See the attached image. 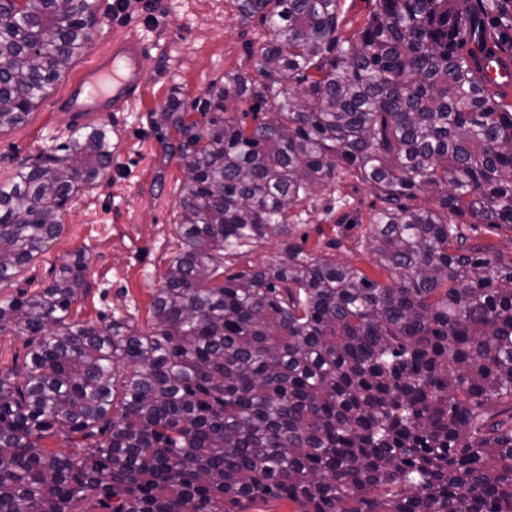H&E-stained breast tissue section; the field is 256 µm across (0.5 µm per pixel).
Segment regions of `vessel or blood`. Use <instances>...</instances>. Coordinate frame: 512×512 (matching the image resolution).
Listing matches in <instances>:
<instances>
[{
	"label": "vessel or blood",
	"mask_w": 512,
	"mask_h": 512,
	"mask_svg": "<svg viewBox=\"0 0 512 512\" xmlns=\"http://www.w3.org/2000/svg\"><path fill=\"white\" fill-rule=\"evenodd\" d=\"M146 45L135 33L113 37L106 51L78 73L58 109L72 120L88 112H114L135 97L145 82Z\"/></svg>",
	"instance_id": "1"
}]
</instances>
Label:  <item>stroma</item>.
<instances>
[{
    "instance_id": "1",
    "label": "stroma",
    "mask_w": 512,
    "mask_h": 512,
    "mask_svg": "<svg viewBox=\"0 0 512 512\" xmlns=\"http://www.w3.org/2000/svg\"><path fill=\"white\" fill-rule=\"evenodd\" d=\"M112 3L95 0L100 23L72 68L90 66L122 26L130 25L147 45L146 81L123 111L84 115V123L111 127L113 139L120 142L111 173L73 199L62 234L46 243L14 286L25 289L49 282L52 268L83 248L90 258L89 291L73 305V318L86 321L114 314L131 318L144 329L150 324L152 295L175 248V205L185 177L178 159L164 156L151 114L168 101L202 97L226 72L252 68L250 53L258 49L265 31L242 23L235 0H133L120 17L113 14ZM67 88V82H60L24 124L0 132V181L10 176L18 160L50 150L73 132V123L55 109ZM374 201L369 184L344 177L305 203L303 222L295 230L306 236L307 249L327 252L336 262L386 281V272L359 243L361 220L368 217ZM329 202L335 215L349 213L350 222L335 225L323 210ZM333 237L342 245L327 249L324 241Z\"/></svg>"
}]
</instances>
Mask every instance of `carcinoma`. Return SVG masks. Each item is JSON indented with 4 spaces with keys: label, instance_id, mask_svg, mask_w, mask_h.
I'll use <instances>...</instances> for the list:
<instances>
[{
    "label": "carcinoma",
    "instance_id": "1",
    "mask_svg": "<svg viewBox=\"0 0 512 512\" xmlns=\"http://www.w3.org/2000/svg\"><path fill=\"white\" fill-rule=\"evenodd\" d=\"M340 2L237 0L266 30L255 74L155 113L185 180L148 330L72 319L82 251L0 300V335L28 336L0 374V512H512V256L465 228L512 231V84L488 75L512 68V0H367L353 31ZM95 26L91 0H0V130ZM113 155L88 124L18 162L0 285ZM346 175L375 190L361 246L387 283L293 239ZM279 248L278 240L273 239L258 247L244 259L229 260L226 266L229 265L236 268L247 262H250L251 265H263L272 261L277 256Z\"/></svg>",
    "mask_w": 512,
    "mask_h": 512
}]
</instances>
